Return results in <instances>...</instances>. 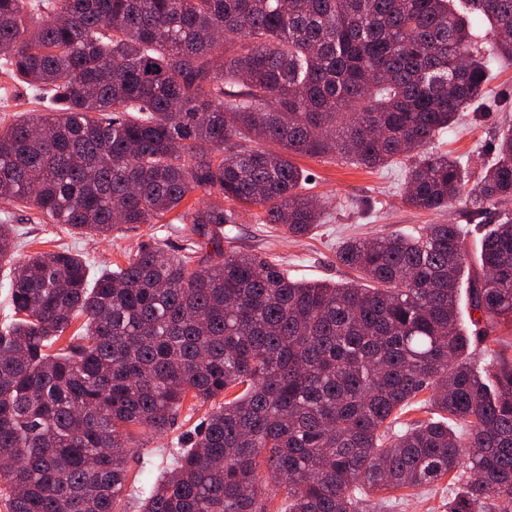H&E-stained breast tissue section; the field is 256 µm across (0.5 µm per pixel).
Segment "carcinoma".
I'll use <instances>...</instances> for the list:
<instances>
[{
  "label": "carcinoma",
  "instance_id": "carcinoma-1",
  "mask_svg": "<svg viewBox=\"0 0 512 512\" xmlns=\"http://www.w3.org/2000/svg\"><path fill=\"white\" fill-rule=\"evenodd\" d=\"M0 0V63L44 101L0 127V199L76 234L176 221L89 278L66 250L16 260L0 324V498L7 512H127L129 427L164 434L187 396L241 392L139 497V512H368L374 493L449 478L448 512H512V126L467 179L432 150L512 60V0ZM488 25L478 36L470 15ZM295 156L410 160L406 204L496 210L457 317L465 228L349 239L365 284L303 283L234 249L224 225L311 234L327 210ZM80 331L54 344L79 318ZM431 416L392 426L424 391Z\"/></svg>",
  "mask_w": 512,
  "mask_h": 512
}]
</instances>
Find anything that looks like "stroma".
<instances>
[{"label":"stroma","instance_id":"1","mask_svg":"<svg viewBox=\"0 0 512 512\" xmlns=\"http://www.w3.org/2000/svg\"><path fill=\"white\" fill-rule=\"evenodd\" d=\"M32 92L15 81L7 69L0 67V126L12 123L23 112L38 109ZM512 123V64L495 67L481 110L466 112L462 120L434 143L436 152L466 161L472 151H479L485 163L495 159L494 146L502 128ZM297 165L306 171L307 193L328 204L326 224L303 238L286 237L275 225L260 224L254 212H242L232 234L236 249L249 253H266L279 258L290 278L301 282L347 283L355 281L354 271L336 259L339 245L350 237L373 239L393 232L435 222L465 224L460 207L436 216L416 210L403 202L406 168L402 165L369 169L345 161L326 162L300 157ZM13 224L17 234L18 256L65 248L80 255L92 270L125 264L129 254L140 245L164 244L177 252L183 240L173 225L144 224L106 238L77 235L60 224H45L26 209L0 211V222ZM469 255L480 251L484 226L465 224ZM206 407H182L169 431L161 436L142 428H129L136 447L128 458V491L138 494L149 488L171 463V452L186 447L201 427Z\"/></svg>","mask_w":512,"mask_h":512}]
</instances>
